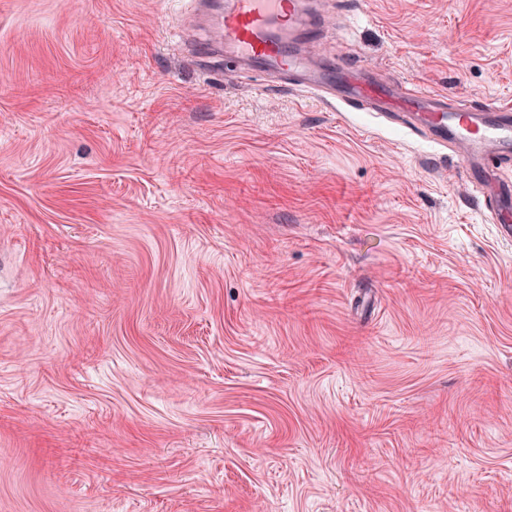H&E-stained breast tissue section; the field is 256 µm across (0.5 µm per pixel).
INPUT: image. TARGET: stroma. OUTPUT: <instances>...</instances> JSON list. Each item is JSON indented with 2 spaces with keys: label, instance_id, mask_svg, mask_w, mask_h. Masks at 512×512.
Returning a JSON list of instances; mask_svg holds the SVG:
<instances>
[{
  "label": "stroma",
  "instance_id": "obj_1",
  "mask_svg": "<svg viewBox=\"0 0 512 512\" xmlns=\"http://www.w3.org/2000/svg\"><path fill=\"white\" fill-rule=\"evenodd\" d=\"M188 0H0V512H512V244L369 113L199 76ZM311 50L512 96V0Z\"/></svg>",
  "mask_w": 512,
  "mask_h": 512
}]
</instances>
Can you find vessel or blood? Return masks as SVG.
Instances as JSON below:
<instances>
[{
  "label": "vessel or blood",
  "mask_w": 512,
  "mask_h": 512,
  "mask_svg": "<svg viewBox=\"0 0 512 512\" xmlns=\"http://www.w3.org/2000/svg\"><path fill=\"white\" fill-rule=\"evenodd\" d=\"M193 30L177 27L182 57L201 74L225 60L291 94L312 95L324 109L353 108L387 121L459 158L483 213L502 241L512 243V101H460L397 79L379 83L365 67L309 59L305 46L323 34L316 0H190Z\"/></svg>",
  "instance_id": "b4317fda"
}]
</instances>
